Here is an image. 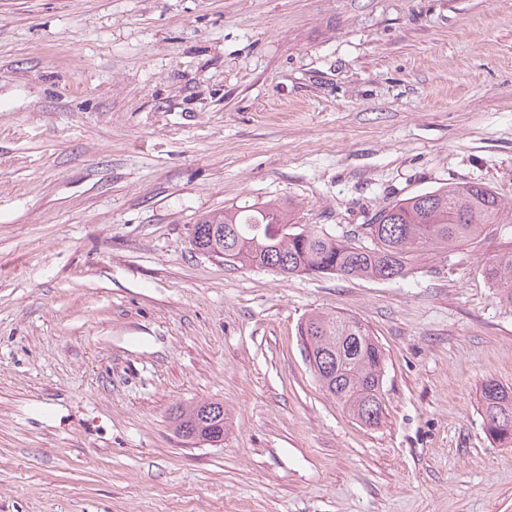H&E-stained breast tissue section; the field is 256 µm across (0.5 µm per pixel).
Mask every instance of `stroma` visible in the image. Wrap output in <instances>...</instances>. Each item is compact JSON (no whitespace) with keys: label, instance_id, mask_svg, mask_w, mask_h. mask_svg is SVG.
<instances>
[{"label":"stroma","instance_id":"35a3bbf8","mask_svg":"<svg viewBox=\"0 0 512 512\" xmlns=\"http://www.w3.org/2000/svg\"><path fill=\"white\" fill-rule=\"evenodd\" d=\"M449 183L512 203V0H0V512H512V214L405 278L194 251L229 207L339 235ZM383 348L367 427L299 328ZM218 401L224 441L174 433ZM485 273L493 288H497L500 301L512 305V251L490 259ZM480 400L488 435L500 443L512 444V392L489 380L482 386Z\"/></svg>","mask_w":512,"mask_h":512}]
</instances>
